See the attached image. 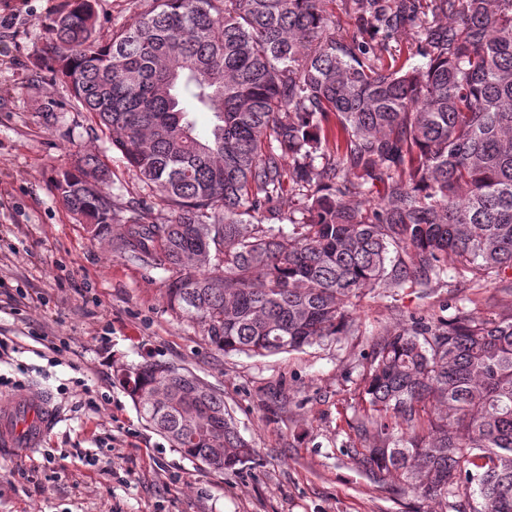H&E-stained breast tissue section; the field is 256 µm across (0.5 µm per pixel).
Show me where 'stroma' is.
<instances>
[{
	"label": "stroma",
	"mask_w": 512,
	"mask_h": 512,
	"mask_svg": "<svg viewBox=\"0 0 512 512\" xmlns=\"http://www.w3.org/2000/svg\"><path fill=\"white\" fill-rule=\"evenodd\" d=\"M65 0H0V396L50 392L58 422L31 457L0 456V512H459L462 491L429 500L376 483L357 467L352 429L373 345L412 317L447 318L458 300L483 314L488 297L512 309V272L479 288H396L358 301L355 332L267 357L224 354L201 327L167 307L170 274L93 242L53 189L77 153L112 172L118 215L145 191L110 138L71 106L67 83L34 64L42 20ZM418 23L375 52L405 68ZM161 359L217 388L256 450L236 472L187 458L149 429L117 369ZM90 456V465L76 464Z\"/></svg>",
	"instance_id": "35a3bbf8"
}]
</instances>
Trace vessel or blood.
<instances>
[{
    "label": "vessel or blood",
    "mask_w": 512,
    "mask_h": 512,
    "mask_svg": "<svg viewBox=\"0 0 512 512\" xmlns=\"http://www.w3.org/2000/svg\"><path fill=\"white\" fill-rule=\"evenodd\" d=\"M58 413L52 395L31 387L0 398V450L31 454L41 448L56 426Z\"/></svg>",
    "instance_id": "vessel-or-blood-1"
}]
</instances>
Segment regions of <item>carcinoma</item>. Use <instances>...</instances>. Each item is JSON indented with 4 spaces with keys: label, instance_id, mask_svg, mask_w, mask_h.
Wrapping results in <instances>:
<instances>
[{
    "label": "carcinoma",
    "instance_id": "obj_1",
    "mask_svg": "<svg viewBox=\"0 0 512 512\" xmlns=\"http://www.w3.org/2000/svg\"><path fill=\"white\" fill-rule=\"evenodd\" d=\"M150 2L102 40L95 0H66L36 63L70 83L69 105L147 196L115 237L98 155L53 188L92 240L171 272L168 308L216 349L344 336L364 291L427 288L450 264L461 278L512 271V0H341L349 38L330 31L333 0ZM406 20L422 27L424 67L373 51ZM197 112L212 115L205 138ZM157 205L172 219L149 220ZM166 365L117 370L141 418L185 456L238 470L254 448L224 395ZM361 394L354 455L373 480L512 512V311L414 319L374 345Z\"/></svg>",
    "mask_w": 512,
    "mask_h": 512
}]
</instances>
